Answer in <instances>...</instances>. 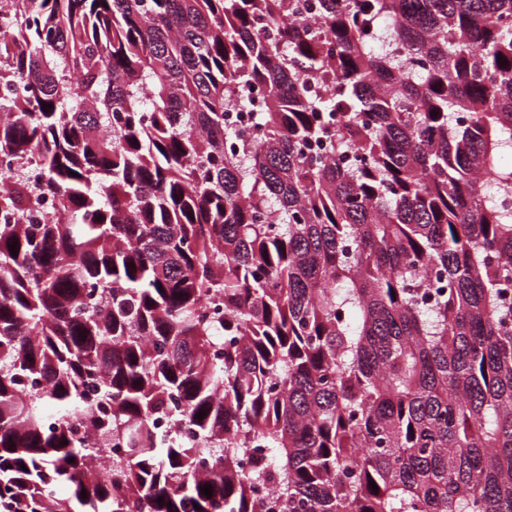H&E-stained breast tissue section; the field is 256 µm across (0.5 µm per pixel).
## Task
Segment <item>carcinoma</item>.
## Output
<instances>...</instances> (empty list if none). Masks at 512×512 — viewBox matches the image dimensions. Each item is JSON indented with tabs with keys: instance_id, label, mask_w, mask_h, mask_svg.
Segmentation results:
<instances>
[{
	"instance_id": "carcinoma-1",
	"label": "carcinoma",
	"mask_w": 512,
	"mask_h": 512,
	"mask_svg": "<svg viewBox=\"0 0 512 512\" xmlns=\"http://www.w3.org/2000/svg\"><path fill=\"white\" fill-rule=\"evenodd\" d=\"M0 18V512H512V0Z\"/></svg>"
}]
</instances>
